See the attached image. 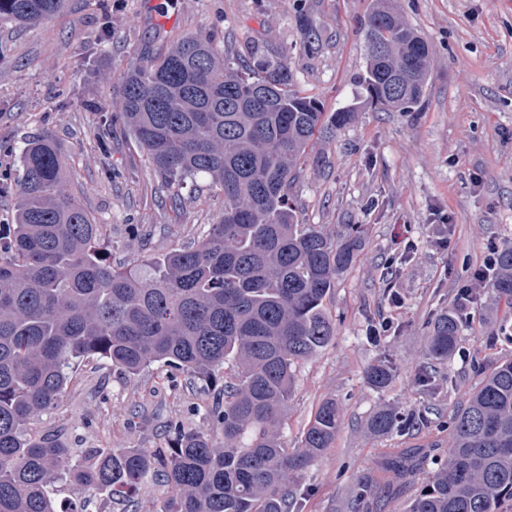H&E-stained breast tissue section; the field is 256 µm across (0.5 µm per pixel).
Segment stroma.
<instances>
[{"label": "stroma", "instance_id": "stroma-1", "mask_svg": "<svg viewBox=\"0 0 512 512\" xmlns=\"http://www.w3.org/2000/svg\"><path fill=\"white\" fill-rule=\"evenodd\" d=\"M372 0H70L51 21H0V141L19 147L50 132L69 168L68 189L102 224L115 266L158 256L200 239L222 197L207 180L185 185L172 207L161 178L120 124L101 153L97 107L114 85L179 38L217 34L224 56L243 65L251 48L287 54L293 89L325 111L352 103L365 68L364 20ZM398 12L429 44L425 93L406 112L363 110L334 138L313 143L293 189L304 222L329 234L360 224L365 241L331 295L334 337L295 368L282 434L295 443L318 404L336 399L342 420L331 448L301 476L302 512H403L426 480L393 486L381 461L400 448L451 442L447 420L492 367L512 358L502 339L512 308L476 272L491 266L493 247L512 242V0H396ZM316 35L305 42L303 28ZM470 300L457 351L439 367L453 389L429 393L418 375L436 314ZM391 331L370 339L372 327ZM396 368L388 388L373 389L364 371L381 358ZM112 395L100 407L99 387ZM191 385L170 389L153 363L131 375L109 365L75 368L61 405L34 422L60 429L76 448H161L164 423L190 412ZM392 404L422 412L424 428L377 438L367 421ZM362 484L372 492L353 498Z\"/></svg>", "mask_w": 512, "mask_h": 512}]
</instances>
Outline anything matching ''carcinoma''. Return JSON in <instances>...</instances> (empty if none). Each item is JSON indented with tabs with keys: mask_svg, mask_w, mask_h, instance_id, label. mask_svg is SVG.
<instances>
[{
	"mask_svg": "<svg viewBox=\"0 0 512 512\" xmlns=\"http://www.w3.org/2000/svg\"><path fill=\"white\" fill-rule=\"evenodd\" d=\"M68 0H0V21L39 25ZM366 66L355 102L334 112L296 94L288 55L257 49L236 68L212 35H188L134 67L112 95L107 120L122 121L163 187L205 178L224 206L199 240L116 268L102 225L66 188V163L50 133L18 155L15 222L0 224V512H57L51 485L104 495L136 512L138 493L160 480L164 512H298L296 480L331 447L340 427L336 399L321 402L295 446L288 417L294 368L330 343L327 299L355 263L364 229L336 238L306 224L292 189L314 138H330L364 108L406 111L420 102L430 68L427 41L391 6L373 0L364 23ZM512 307V244L494 252L489 282ZM459 315L436 319L426 355L436 363L458 344ZM236 370L217 385L214 371ZM104 361L129 374L155 362L175 384L200 382L206 426L166 422L171 444L73 448L58 432L32 431L55 410L75 365ZM394 364L383 358L365 379L386 389ZM416 412L384 408L367 423L388 437L418 428ZM431 460L388 461L398 480ZM428 472V471H426ZM428 492L404 512L512 509V358L484 373L452 414L448 457L428 472Z\"/></svg>",
	"mask_w": 512,
	"mask_h": 512,
	"instance_id": "obj_1",
	"label": "carcinoma"
}]
</instances>
